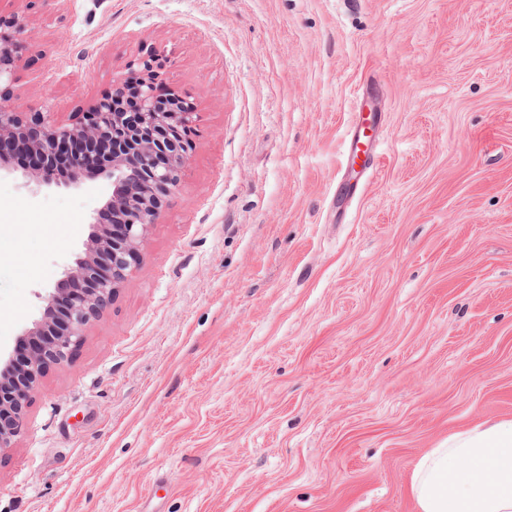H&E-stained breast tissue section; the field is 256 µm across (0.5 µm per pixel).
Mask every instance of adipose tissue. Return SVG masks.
I'll use <instances>...</instances> for the list:
<instances>
[{
	"label": "adipose tissue",
	"instance_id": "obj_1",
	"mask_svg": "<svg viewBox=\"0 0 512 512\" xmlns=\"http://www.w3.org/2000/svg\"><path fill=\"white\" fill-rule=\"evenodd\" d=\"M418 512H512V420L455 433L416 463Z\"/></svg>",
	"mask_w": 512,
	"mask_h": 512
}]
</instances>
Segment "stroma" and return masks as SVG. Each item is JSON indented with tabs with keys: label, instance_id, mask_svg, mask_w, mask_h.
<instances>
[{
	"label": "stroma",
	"instance_id": "35a3bbf8",
	"mask_svg": "<svg viewBox=\"0 0 512 512\" xmlns=\"http://www.w3.org/2000/svg\"><path fill=\"white\" fill-rule=\"evenodd\" d=\"M0 99L71 122L169 58L194 148L129 280L0 449V512H417L512 419V0H0ZM375 97V169L341 189ZM112 195L0 174V352ZM27 31L25 16L13 14L4 19L0 16V81L12 71L15 55L23 49Z\"/></svg>",
	"mask_w": 512,
	"mask_h": 512
}]
</instances>
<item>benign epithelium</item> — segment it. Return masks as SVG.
Segmentation results:
<instances>
[{
	"instance_id": "1",
	"label": "benign epithelium",
	"mask_w": 512,
	"mask_h": 512,
	"mask_svg": "<svg viewBox=\"0 0 512 512\" xmlns=\"http://www.w3.org/2000/svg\"><path fill=\"white\" fill-rule=\"evenodd\" d=\"M27 31L25 16L0 17V79L12 71ZM157 67L154 56L130 60L109 91L69 124L36 107L23 118L14 106L0 101V170L10 167V153L22 147L36 160L26 173L28 183L50 186L57 179L49 160L65 154L73 163L69 183L78 184L97 147L107 143L112 146V198L107 206L120 213L115 229L92 231L85 256L47 291L41 318L20 337L26 343L42 337L46 341L24 366L0 363V448L11 447L21 434L28 395L46 366L69 359L90 320L129 279L164 198L179 186L197 112L181 96L169 102L162 97Z\"/></svg>"
}]
</instances>
